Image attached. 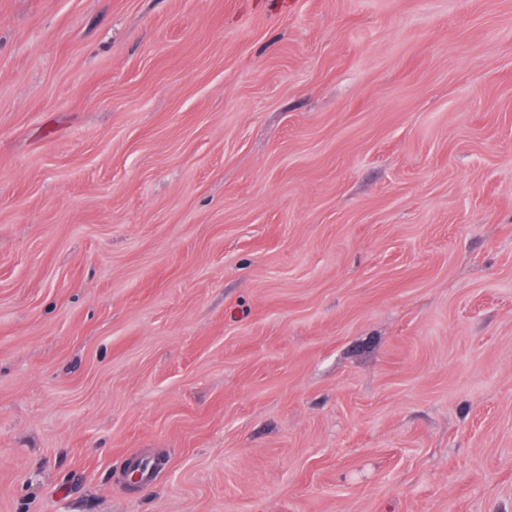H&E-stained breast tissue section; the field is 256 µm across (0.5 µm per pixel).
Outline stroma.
<instances>
[{
  "mask_svg": "<svg viewBox=\"0 0 512 512\" xmlns=\"http://www.w3.org/2000/svg\"><path fill=\"white\" fill-rule=\"evenodd\" d=\"M0 512H512V0H0Z\"/></svg>",
  "mask_w": 512,
  "mask_h": 512,
  "instance_id": "1",
  "label": "stroma"
}]
</instances>
